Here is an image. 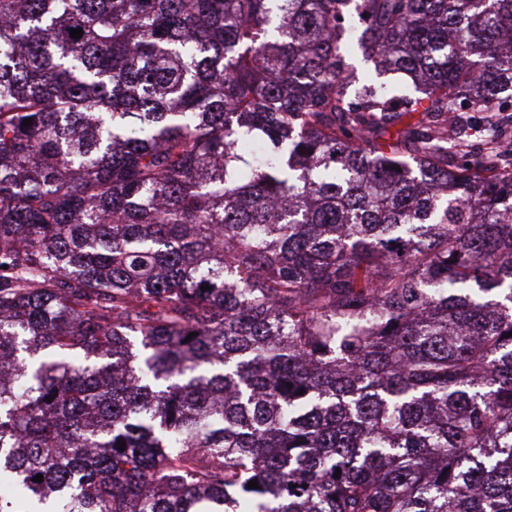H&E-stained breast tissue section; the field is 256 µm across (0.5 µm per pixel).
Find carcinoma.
<instances>
[{
  "instance_id": "1",
  "label": "carcinoma",
  "mask_w": 512,
  "mask_h": 512,
  "mask_svg": "<svg viewBox=\"0 0 512 512\" xmlns=\"http://www.w3.org/2000/svg\"><path fill=\"white\" fill-rule=\"evenodd\" d=\"M508 125L512 0H0V512H512Z\"/></svg>"
}]
</instances>
